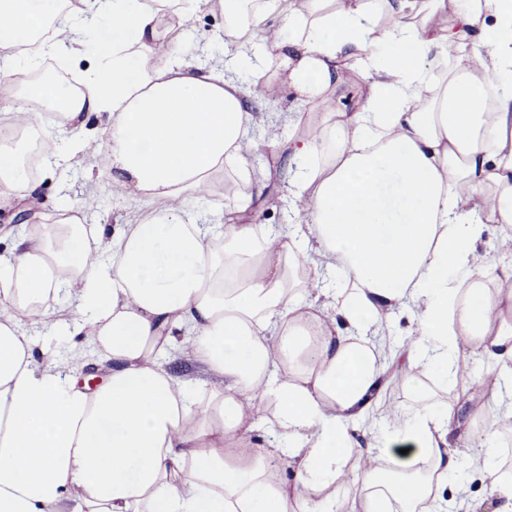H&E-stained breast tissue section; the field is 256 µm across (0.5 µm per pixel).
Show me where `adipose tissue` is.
<instances>
[{"label":"adipose tissue","instance_id":"adipose-tissue-1","mask_svg":"<svg viewBox=\"0 0 512 512\" xmlns=\"http://www.w3.org/2000/svg\"><path fill=\"white\" fill-rule=\"evenodd\" d=\"M197 2L0 0V85L18 90L0 113V200L30 187L44 108L62 115L64 161H94L144 205L95 236L85 198L0 257V512H336L343 483L347 512H447L466 465L491 498L465 512H512L494 466L512 406H478L489 444L463 456L421 377L457 378L477 354L483 389L512 386V267L492 272L475 248L481 224L512 244V0H299L284 39L261 25L279 0H211L226 39L265 51L241 59L253 97L285 82L331 117H288L304 205L276 228L208 224L193 207L228 175L246 209L259 183L251 96L160 49ZM91 44L101 54L78 84L15 80ZM354 78L368 92L348 112L333 92ZM94 112L112 119L110 146L87 129ZM332 281L345 291L318 307ZM65 300L110 365L92 391L33 356L31 330H69ZM402 307L416 329L395 349L386 324ZM182 340L223 389L196 395L160 367ZM391 370L412 412L384 403ZM270 405L258 448L248 434ZM281 454L293 483L271 475Z\"/></svg>","mask_w":512,"mask_h":512}]
</instances>
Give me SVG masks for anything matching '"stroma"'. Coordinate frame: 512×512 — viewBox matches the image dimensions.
<instances>
[{"mask_svg":"<svg viewBox=\"0 0 512 512\" xmlns=\"http://www.w3.org/2000/svg\"><path fill=\"white\" fill-rule=\"evenodd\" d=\"M166 44L179 53L192 58L198 64L224 68L243 88H250L252 75L248 69L238 67L236 59L240 54L237 46L224 41V18L216 10L202 5L193 9L191 16L182 27L164 37ZM299 105L288 88H280L278 97L271 102L259 103L255 113L257 125L253 135L259 144L249 156V166L264 177L265 187L259 198L242 213L234 207H220L218 200L196 201L195 207L204 215H211L216 209H223L220 221L224 224L246 222L249 224L280 225L287 223L297 201L288 189L285 167L288 157L280 148L282 142L292 139L295 130L281 119L282 114L298 111ZM98 201L96 209L84 215L86 226L112 231L119 224L133 218L137 211L135 201L112 183L109 174L100 172L95 165L65 172L39 173L36 187L27 202L13 201L12 205L0 208V254L9 252L12 239L27 233L24 224H15L14 218L21 208L33 209L36 223L50 221L57 209L63 205L76 206L86 196ZM37 350L55 355L66 372L79 382L86 383L93 378H104L105 371L98 367L96 348L84 344L83 359H75L71 353L69 337L57 334L36 336ZM434 402L437 408L453 407L469 425L468 434L462 435L459 447L478 446L482 422L473 415V403L464 392L461 381L437 387Z\"/></svg>","mask_w":512,"mask_h":512,"instance_id":"1","label":"stroma"}]
</instances>
